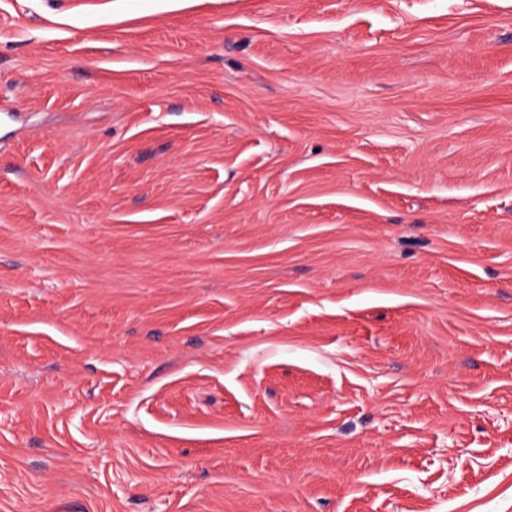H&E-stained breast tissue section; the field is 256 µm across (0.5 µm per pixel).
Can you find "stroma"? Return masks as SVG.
I'll use <instances>...</instances> for the list:
<instances>
[{
    "mask_svg": "<svg viewBox=\"0 0 512 512\" xmlns=\"http://www.w3.org/2000/svg\"><path fill=\"white\" fill-rule=\"evenodd\" d=\"M0 512H512V0H0Z\"/></svg>",
    "mask_w": 512,
    "mask_h": 512,
    "instance_id": "1",
    "label": "stroma"
}]
</instances>
